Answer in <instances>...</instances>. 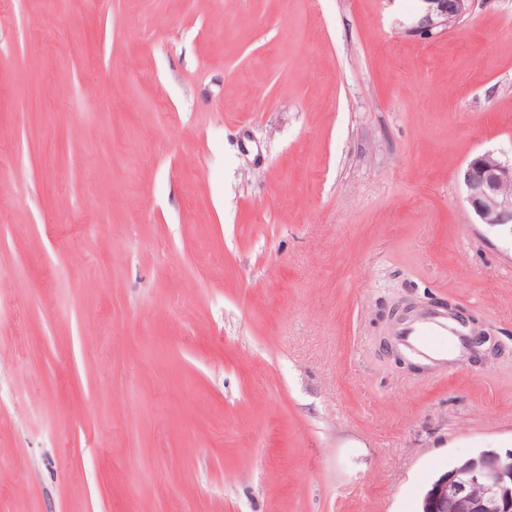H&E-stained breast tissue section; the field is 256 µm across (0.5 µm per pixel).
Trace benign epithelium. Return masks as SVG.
<instances>
[{
	"label": "benign epithelium",
	"instance_id": "7a95c632",
	"mask_svg": "<svg viewBox=\"0 0 512 512\" xmlns=\"http://www.w3.org/2000/svg\"><path fill=\"white\" fill-rule=\"evenodd\" d=\"M430 4L416 29L431 32L458 22L472 0H425ZM466 200L480 223L512 229V159L492 152L473 157L463 171ZM436 309L469 330L474 357L496 356V336L475 326L452 302ZM422 512H512V448L486 449L457 461L428 490Z\"/></svg>",
	"mask_w": 512,
	"mask_h": 512
}]
</instances>
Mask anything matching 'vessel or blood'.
<instances>
[{"label": "vessel or blood", "mask_w": 512, "mask_h": 512, "mask_svg": "<svg viewBox=\"0 0 512 512\" xmlns=\"http://www.w3.org/2000/svg\"><path fill=\"white\" fill-rule=\"evenodd\" d=\"M394 335L407 352L445 366L461 363L469 347L466 330L437 313L399 323Z\"/></svg>", "instance_id": "obj_1"}]
</instances>
